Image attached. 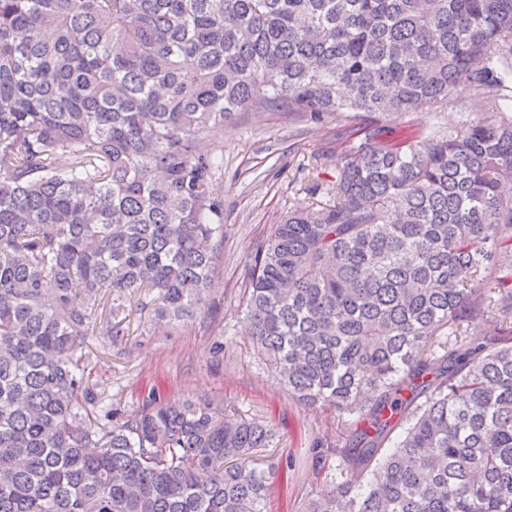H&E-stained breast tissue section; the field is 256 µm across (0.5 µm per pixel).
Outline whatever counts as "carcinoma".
I'll return each mask as SVG.
<instances>
[{"label": "carcinoma", "instance_id": "obj_1", "mask_svg": "<svg viewBox=\"0 0 512 512\" xmlns=\"http://www.w3.org/2000/svg\"><path fill=\"white\" fill-rule=\"evenodd\" d=\"M458 91L491 109L404 147L355 129L336 201L251 258L248 335L290 398L356 424L310 449L339 476L302 512H512V0H0V512H264L282 464L239 461L269 426L155 393L95 411L102 291L201 312L224 204L199 143L225 116Z\"/></svg>", "mask_w": 512, "mask_h": 512}]
</instances>
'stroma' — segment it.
I'll return each mask as SVG.
<instances>
[{"mask_svg":"<svg viewBox=\"0 0 512 512\" xmlns=\"http://www.w3.org/2000/svg\"><path fill=\"white\" fill-rule=\"evenodd\" d=\"M485 100L463 92L447 106L402 115L345 112L314 118L278 105L233 113L200 148L223 157L212 181L224 204V246L204 312L179 325H158L151 293H110L122 334L93 335L86 372L91 389L118 417L142 406L148 391L164 398L211 399L227 410L271 424L272 447L255 455L290 462L287 480L273 478L267 512H300L305 501L324 491L314 476L310 450L320 440L336 441L349 427L335 413L292 400L246 334L243 293L249 257L279 216L295 208L332 202L336 157L355 144L353 129L379 125L386 140L403 143L445 130L486 112Z\"/></svg>","mask_w":512,"mask_h":512,"instance_id":"stroma-1","label":"stroma"}]
</instances>
